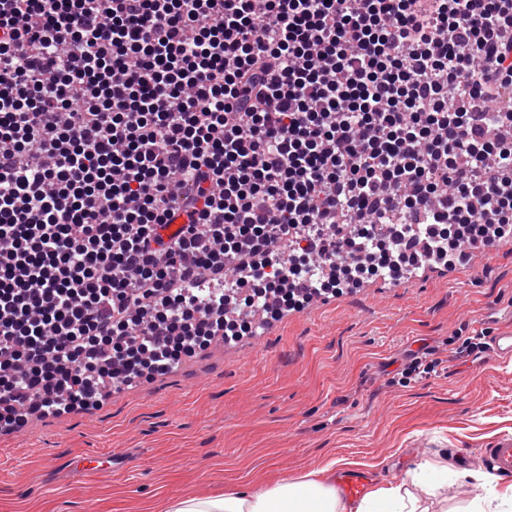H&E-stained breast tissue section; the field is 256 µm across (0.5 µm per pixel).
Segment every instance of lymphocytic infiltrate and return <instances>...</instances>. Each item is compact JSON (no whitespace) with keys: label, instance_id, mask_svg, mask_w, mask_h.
<instances>
[{"label":"lymphocytic infiltrate","instance_id":"lymphocytic-infiltrate-1","mask_svg":"<svg viewBox=\"0 0 512 512\" xmlns=\"http://www.w3.org/2000/svg\"><path fill=\"white\" fill-rule=\"evenodd\" d=\"M512 0H0V423L512 237ZM370 240L307 282L281 243ZM235 285L224 291L226 259Z\"/></svg>","mask_w":512,"mask_h":512}]
</instances>
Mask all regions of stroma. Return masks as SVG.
<instances>
[{
  "mask_svg": "<svg viewBox=\"0 0 512 512\" xmlns=\"http://www.w3.org/2000/svg\"><path fill=\"white\" fill-rule=\"evenodd\" d=\"M476 262L369 280L98 407L0 431V512H159L333 458L375 481L424 458L483 471L486 446L512 434V359L457 353L512 325V240ZM111 453L124 469L71 470Z\"/></svg>",
  "mask_w": 512,
  "mask_h": 512,
  "instance_id": "obj_1",
  "label": "stroma"
}]
</instances>
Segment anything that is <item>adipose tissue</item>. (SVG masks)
<instances>
[{
  "label": "adipose tissue",
  "instance_id": "ef3b65f1",
  "mask_svg": "<svg viewBox=\"0 0 512 512\" xmlns=\"http://www.w3.org/2000/svg\"><path fill=\"white\" fill-rule=\"evenodd\" d=\"M461 476L447 465L426 461L407 479L380 480L357 503L336 488L333 464L300 477H283L249 491L237 489L208 497L167 499L165 512H448V486Z\"/></svg>",
  "mask_w": 512,
  "mask_h": 512
}]
</instances>
